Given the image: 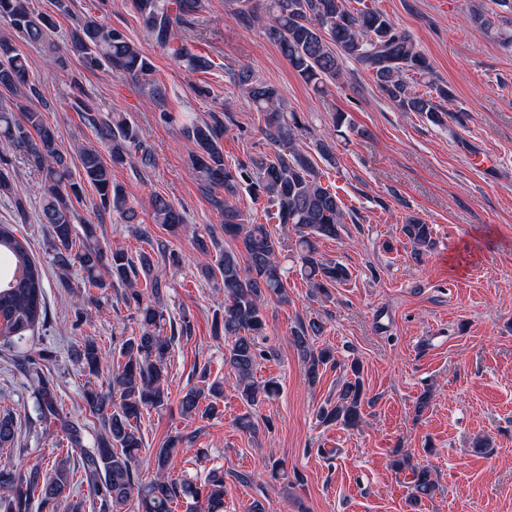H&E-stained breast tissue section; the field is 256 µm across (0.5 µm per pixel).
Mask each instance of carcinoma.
Wrapping results in <instances>:
<instances>
[{
  "label": "carcinoma",
  "mask_w": 512,
  "mask_h": 512,
  "mask_svg": "<svg viewBox=\"0 0 512 512\" xmlns=\"http://www.w3.org/2000/svg\"><path fill=\"white\" fill-rule=\"evenodd\" d=\"M235 8L230 13L236 23L251 28L267 24L270 38L279 46L290 66L316 91L341 75L342 60L353 59L371 74L382 96L402 112H416L441 124L445 113L442 103L453 94L438 84L425 56L410 34L383 11L355 0H228ZM203 8V0H134L140 27L154 42L168 50L186 70L201 72L212 67L205 55L192 51L180 35L187 18ZM0 20L8 23L18 36L29 43L43 44L53 19L32 11L27 0H0ZM67 52L93 67L121 70L148 86L159 119L176 124L194 146L189 161L200 186L209 193L212 205L224 217V235L241 240V250L219 253L216 267L207 266V278L220 276L224 288V310L214 316L215 330L224 335V366L236 378L237 392L249 407L263 396L278 391V383L260 386L254 375L265 351L261 348L266 332L262 305L268 299L288 303L284 284L286 270L278 254L288 247L267 224H247L236 204L241 184L266 198L268 216L296 235L293 253L300 263L299 272L326 299L331 289L345 284L351 273L342 263L323 258L318 251L322 239H337L346 224V206L336 190L323 185L311 158L297 145L300 129L297 113L286 111L279 89L257 76L250 65L234 73V82L258 112L261 134L273 147V154L252 157L249 163L233 167L224 162V120L212 114L200 121L190 115H176L166 108V87L153 78L154 65L121 30L109 27L92 15L77 20L66 45ZM425 82L427 90L415 86ZM0 196L11 198L16 215L26 218V197L18 189L10 171V156L23 160L38 176L41 192V223L52 229L50 249L55 264L68 275L81 273L82 280L106 293L114 282L127 286L126 305L134 306L137 331L121 338V360L109 368L107 388L89 386L85 401L100 416L103 431L91 433L84 420L64 423L67 448L81 462L79 483L88 496L72 495L73 472L68 458H61L46 474L39 467L20 474L11 464L0 465V512H176L183 503L187 512H224V472L212 469L202 479L175 475L178 445L192 442L194 435H175L158 448H145L141 418L152 410L167 406L169 357L175 335H190V315L183 314L179 329L164 334L162 306L168 284L155 271L154 260L143 252L133 260L122 249L103 250L96 243V227L81 223L75 203L81 200L80 181L92 184L98 197L92 203L97 213L115 212L126 224H140L137 207L129 203L123 186L112 180V168L133 160L148 163L151 155L138 132L121 112L90 118L97 140L104 146L78 148L80 181H75L68 155L64 153L55 128L46 124L42 112L33 103L37 94L30 81L28 57L8 38L0 39ZM152 219L179 233L185 217L170 200L154 195L149 201ZM401 231L420 255L434 248L432 226L409 217ZM82 245H76L78 234ZM0 256L7 258L12 275L0 276V339L22 341L26 333L45 320L44 288L41 269L30 241L18 237L6 224H0ZM146 281L137 287L138 277ZM318 321L300 325L292 333V344L299 354L309 384L320 381L323 370L339 367L332 351L318 347L314 338L323 334ZM83 372L96 379L102 372L104 356L92 338H86L76 350ZM345 378L336 400L319 409L318 417L326 425L356 428L363 420L365 392L361 365L352 361L343 367ZM224 388L200 374V385L188 388L180 398L186 415L210 418L221 414ZM39 418L50 421L59 416L57 401L49 381L38 377L36 395ZM16 422L9 412L0 414V447L7 448L16 436ZM149 453L154 475L146 477L141 468L142 454ZM394 467L410 471L412 497L434 494L437 484L432 470L402 456Z\"/></svg>",
  "instance_id": "cac0c4a2"
}]
</instances>
